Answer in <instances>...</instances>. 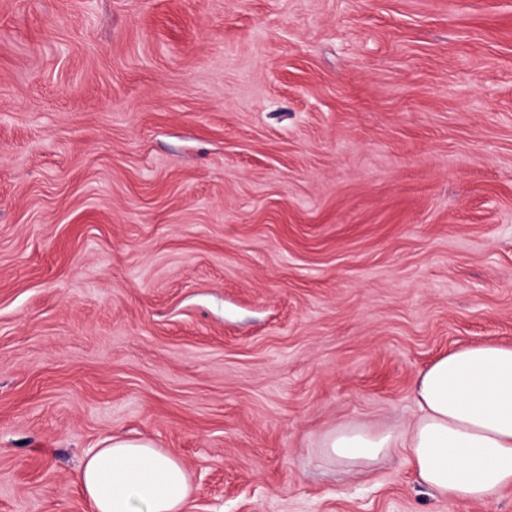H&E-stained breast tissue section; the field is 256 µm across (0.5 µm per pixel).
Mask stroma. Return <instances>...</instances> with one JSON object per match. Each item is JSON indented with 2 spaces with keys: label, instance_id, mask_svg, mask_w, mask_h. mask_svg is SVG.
Here are the masks:
<instances>
[{
  "label": "stroma",
  "instance_id": "35a3bbf8",
  "mask_svg": "<svg viewBox=\"0 0 512 512\" xmlns=\"http://www.w3.org/2000/svg\"><path fill=\"white\" fill-rule=\"evenodd\" d=\"M485 343L512 0H0V512H92L115 436L184 512H512L322 455Z\"/></svg>",
  "mask_w": 512,
  "mask_h": 512
}]
</instances>
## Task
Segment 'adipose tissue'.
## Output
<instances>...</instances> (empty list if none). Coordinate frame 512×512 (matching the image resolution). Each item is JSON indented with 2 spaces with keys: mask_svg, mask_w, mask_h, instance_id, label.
Wrapping results in <instances>:
<instances>
[{
  "mask_svg": "<svg viewBox=\"0 0 512 512\" xmlns=\"http://www.w3.org/2000/svg\"><path fill=\"white\" fill-rule=\"evenodd\" d=\"M408 428L359 424L325 435V458L367 467L403 451L417 482L448 499L481 502L512 486V347L462 346L438 357L413 386ZM92 512H183L186 472L151 442L113 438L77 473Z\"/></svg>",
  "mask_w": 512,
  "mask_h": 512,
  "instance_id": "ef3b65f1",
  "label": "adipose tissue"
}]
</instances>
